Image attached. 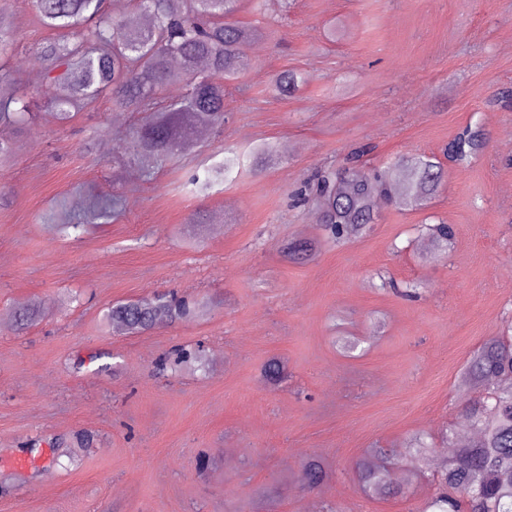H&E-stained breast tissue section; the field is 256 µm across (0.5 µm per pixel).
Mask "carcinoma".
<instances>
[{
  "instance_id": "1",
  "label": "carcinoma",
  "mask_w": 512,
  "mask_h": 512,
  "mask_svg": "<svg viewBox=\"0 0 512 512\" xmlns=\"http://www.w3.org/2000/svg\"><path fill=\"white\" fill-rule=\"evenodd\" d=\"M158 24L130 26L108 16L105 0H35L43 26L60 36L40 48L45 66L43 79L55 86L45 97L43 112H33L23 96H0V127L22 132L45 116L64 121L100 99L115 109L142 112L144 122L133 130L131 148L148 161L153 175L177 152L192 145L182 135L190 126L220 131L227 120L224 83L234 80L247 66L246 48L260 31L235 19L240 0H148ZM14 34L9 16L0 11V74L9 67ZM303 77L283 70L272 75L269 87L280 97L294 92ZM166 86L184 89L182 100L163 108L155 93ZM486 133L468 125L448 145V160L467 165L486 146ZM278 155L274 142H262L249 152L254 165ZM243 158L224 160L211 167L195 189L204 191L226 178ZM444 178L442 164L429 157H400L392 166L368 172L357 165L336 171L324 170L314 177L315 190L297 193L300 204L318 196L320 221L328 237L340 242L359 237L375 219L379 203L401 209L424 206L438 192ZM122 209L118 198L96 197L89 202L81 221L61 215L56 232L67 237L85 224H99ZM422 234L438 251L452 244L449 224H424ZM196 307L170 294L118 303L106 314L112 326L126 333H142L155 327L159 317L186 319ZM265 378L277 385L288 377L284 361L273 358L263 367ZM512 336L485 341L471 356L465 380L478 389L464 411L470 428L478 434L473 443L459 444L449 432L445 442L453 453L430 473L435 492L423 512H512ZM435 447L416 440L404 460L387 448H368L354 462L361 492L376 496H400L405 487L396 477L400 466L426 473L424 466ZM330 476L321 461L306 462L302 481L310 488Z\"/></svg>"
}]
</instances>
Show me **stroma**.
Here are the masks:
<instances>
[{"label":"stroma","mask_w":512,"mask_h":512,"mask_svg":"<svg viewBox=\"0 0 512 512\" xmlns=\"http://www.w3.org/2000/svg\"><path fill=\"white\" fill-rule=\"evenodd\" d=\"M15 27L9 80L42 105L37 54L51 33L31 0H0ZM260 52L228 83L223 131L199 137L154 177L128 152L143 116L101 100L21 134L0 167V512H420L434 492L402 470L405 497L361 493L353 463L380 445L460 428L464 368L512 326V0H242ZM305 78L287 97L273 72ZM487 146L447 165L417 210L382 203L360 238L325 243L319 210L291 195L350 152L370 170L440 155L464 126ZM276 142L280 159L237 166L209 191L193 177L229 151ZM120 198L107 224L59 237L46 216H81L89 192ZM452 224L436 254L418 225ZM310 256H289L292 243ZM415 282L408 298L382 279ZM170 292L187 321L113 332V303ZM36 304L38 316L19 312ZM204 344L205 367L158 369ZM288 377L262 375L271 358ZM332 477L304 488L303 462Z\"/></svg>","instance_id":"1"}]
</instances>
